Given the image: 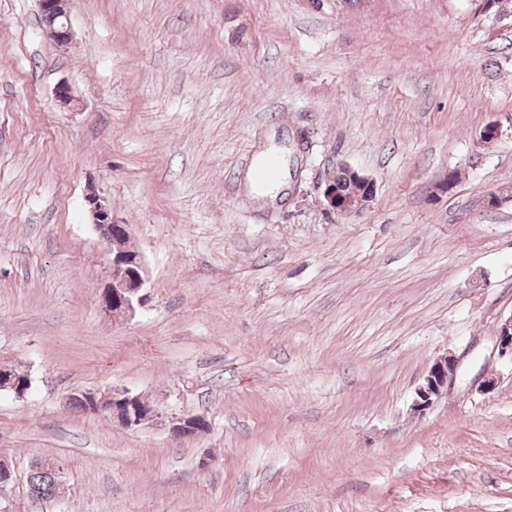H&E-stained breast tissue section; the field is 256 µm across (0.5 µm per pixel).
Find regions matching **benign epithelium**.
Returning <instances> with one entry per match:
<instances>
[{"mask_svg": "<svg viewBox=\"0 0 512 512\" xmlns=\"http://www.w3.org/2000/svg\"><path fill=\"white\" fill-rule=\"evenodd\" d=\"M41 14L51 21L47 34L58 48L64 50L71 42L70 0H38ZM356 186L344 193L336 186L335 175L326 179L322 192L326 209L339 215L360 213L369 203L374 185L367 177L352 168H347ZM84 203L90 221L96 228L114 226V232L125 241L130 239V225L118 220L112 213V207L95 189L85 194ZM147 279V267L142 253L128 246L112 250V261L106 282L99 292V305L103 314L113 322L129 320L136 308L144 301V286ZM498 348L500 354L512 358V315L503 319L498 330ZM457 360L447 354L440 356L431 364L415 389L411 410L424 413L436 399L448 391L455 379ZM31 387V378L4 381L0 375V388L11 389L17 396H23ZM88 412L99 414L107 412L112 420L125 428L144 425H157L166 421L167 415L161 408L145 402L140 396L127 390L114 389L108 393L85 391L80 393ZM179 436H197L207 430V421L200 415L182 417L172 426Z\"/></svg>", "mask_w": 512, "mask_h": 512, "instance_id": "7a95c632", "label": "benign epithelium"}]
</instances>
